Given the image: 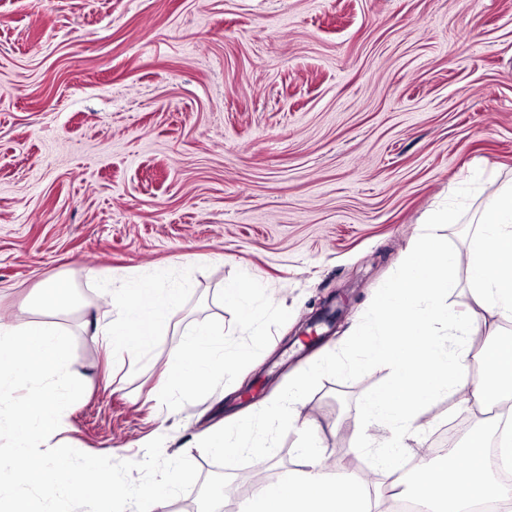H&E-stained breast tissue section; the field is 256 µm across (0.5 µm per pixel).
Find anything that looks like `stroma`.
Returning <instances> with one entry per match:
<instances>
[{
    "label": "stroma",
    "instance_id": "stroma-1",
    "mask_svg": "<svg viewBox=\"0 0 512 512\" xmlns=\"http://www.w3.org/2000/svg\"><path fill=\"white\" fill-rule=\"evenodd\" d=\"M511 177L512 0H0V317L60 324L87 382L51 446L139 461L160 436L236 501L257 469H299V434L261 422L244 435L266 447L262 467L200 436L316 366L298 408L325 429L321 465L373 474L377 512H391L359 450L361 405L389 373L358 364L352 329H376L369 300L439 202L461 206L439 233L465 252L475 188ZM161 268L180 309L149 357L107 359L81 305ZM53 277L76 308L33 307ZM456 278L444 303L512 334L464 268ZM233 282L252 289L250 328L224 301ZM200 326L249 365L157 394L153 361ZM463 411L483 425L480 408L437 395L419 447Z\"/></svg>",
    "mask_w": 512,
    "mask_h": 512
}]
</instances>
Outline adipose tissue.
I'll return each instance as SVG.
<instances>
[{
  "label": "adipose tissue",
  "instance_id": "1",
  "mask_svg": "<svg viewBox=\"0 0 512 512\" xmlns=\"http://www.w3.org/2000/svg\"><path fill=\"white\" fill-rule=\"evenodd\" d=\"M455 219L448 208L429 216L424 235L406 255L398 277L378 294L373 306L377 332L359 336L364 361L390 371L389 381L362 406L360 427L367 434L366 448L391 480L400 472L403 457H416L409 491L427 512H470L476 501L499 496V486L485 465L486 433L474 430L458 450L462 465L451 467L444 462L430 464L414 449L381 442L373 428L421 430L425 406L441 393L456 395L461 404L472 406L485 405L494 387L502 397L512 398V340L495 330L476 339L469 320L444 309L433 293L439 282L456 288L454 273L462 267L474 300L503 320L512 319V182L482 201L477 217L480 230L462 255L448 252L438 234L439 225ZM181 301V289L167 285L165 274L135 283L112 295L107 310L94 313V339L109 354L127 351L148 356ZM478 342L485 347L484 368L475 375L469 357ZM246 359L245 351L225 347L223 335L201 327L182 337L159 365V383L202 386L232 373ZM296 403V390H289L275 405L244 414L205 437L212 453L230 461L240 453L239 438L251 430L254 418L305 429L301 469L262 484L245 512H364L363 504L370 498L368 483L358 477L339 482L319 467L320 434L308 427Z\"/></svg>",
  "mask_w": 512,
  "mask_h": 512
}]
</instances>
